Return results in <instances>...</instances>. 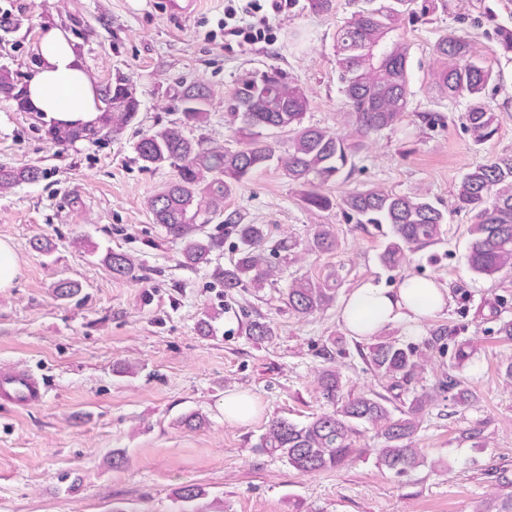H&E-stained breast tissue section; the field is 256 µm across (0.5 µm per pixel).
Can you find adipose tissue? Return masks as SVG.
<instances>
[{"instance_id":"1","label":"adipose tissue","mask_w":512,"mask_h":512,"mask_svg":"<svg viewBox=\"0 0 512 512\" xmlns=\"http://www.w3.org/2000/svg\"><path fill=\"white\" fill-rule=\"evenodd\" d=\"M38 62L24 87L29 110L68 127L97 124L102 112L99 90L79 58L70 33L43 29L36 47ZM446 294L432 280L407 277L399 287L367 283L347 297L340 318L347 331L368 338L392 325L418 323L441 311Z\"/></svg>"}]
</instances>
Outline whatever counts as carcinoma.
<instances>
[{"label":"carcinoma","instance_id":"carcinoma-1","mask_svg":"<svg viewBox=\"0 0 512 512\" xmlns=\"http://www.w3.org/2000/svg\"><path fill=\"white\" fill-rule=\"evenodd\" d=\"M409 0H379V5L354 13L336 33L338 80L346 99L349 118L357 138L349 139L326 128L304 123L310 100L305 89L275 69L248 71L237 81L234 92L224 99V112L234 128L241 147L235 150L212 146L189 135L192 129L207 125L211 94L200 83L182 87L179 97L189 104L179 121L146 134L136 153L145 168L166 165L175 168L176 177L162 192L154 195L148 207L156 223L180 245L183 263L199 266L209 262L219 241L201 234L196 223L200 201L207 200L212 213L224 210V198L260 169L274 161L289 181L300 188L301 201L310 208L329 210L341 207L358 224H388L391 238L380 254L381 263L396 268L409 253H415L444 240L447 218L424 196L396 194L382 188L348 193L336 201L324 187L355 167L363 148V138L398 126L409 111L410 91L407 74L409 47L394 36ZM496 42L501 52L512 55V19L497 24ZM435 52L443 65L435 74L434 88L450 102L465 101L464 125L478 144L496 133L497 116L485 101V90L492 80L489 68L476 59L469 42L450 31L437 42ZM102 97L108 105L101 115V126L122 130L140 111V99L128 80L119 78L104 86ZM16 102L25 110L20 81L11 70L0 67V99ZM265 129L288 133V146L281 153L261 140ZM58 144L89 139L97 134L94 126L48 130ZM42 171L35 166L0 167V189L22 183H36ZM459 208L473 214L469 225L468 264L476 275L493 276L512 270V153H503L478 164L463 174L455 187ZM224 237L236 240V257L224 267V289L233 293L259 290L275 281L278 266L265 257L288 252V240L268 245L263 224H244L233 216L224 220ZM338 244L337 235L321 225L311 240V248L330 251ZM104 261L118 278L136 280L139 266L128 255L110 252ZM336 300L335 285L329 280L306 276L291 281L283 294L289 311L298 316L321 312ZM240 332L255 344L272 339L271 324L261 317L247 318ZM362 360L381 381L384 392L369 391L344 395L341 373L334 366L323 369L319 378L322 399L330 410L312 417L305 424L285 418L270 421L259 439L262 452L276 456L302 473L332 470L352 463L363 449L354 447L359 428L374 430L381 447L376 449L380 466L397 474L416 469L424 455L415 443L422 419L436 404L440 393L453 392L460 406L469 404L474 392L456 369L467 362L473 351L458 346L454 363L432 388L415 389L423 367L419 350L396 340L373 337L367 350H359ZM474 512H512V492L499 493L478 501Z\"/></svg>","mask_w":512,"mask_h":512}]
</instances>
